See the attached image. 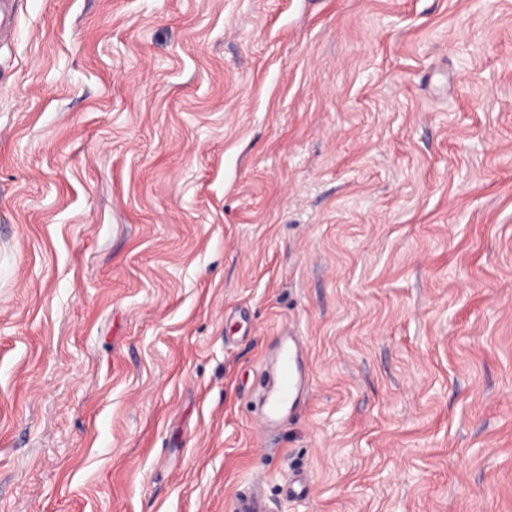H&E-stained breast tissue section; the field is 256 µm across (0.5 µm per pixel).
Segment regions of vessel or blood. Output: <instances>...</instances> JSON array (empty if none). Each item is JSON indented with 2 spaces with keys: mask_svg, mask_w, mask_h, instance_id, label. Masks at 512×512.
Wrapping results in <instances>:
<instances>
[{
  "mask_svg": "<svg viewBox=\"0 0 512 512\" xmlns=\"http://www.w3.org/2000/svg\"><path fill=\"white\" fill-rule=\"evenodd\" d=\"M262 385L261 428L273 433L289 420L308 397L311 370L303 352V340L291 332H281L266 360ZM313 483L300 475H289L282 487L286 499L311 495ZM227 512H268L265 503L252 491L242 490L227 504Z\"/></svg>",
  "mask_w": 512,
  "mask_h": 512,
  "instance_id": "b4317fda",
  "label": "vessel or blood"
}]
</instances>
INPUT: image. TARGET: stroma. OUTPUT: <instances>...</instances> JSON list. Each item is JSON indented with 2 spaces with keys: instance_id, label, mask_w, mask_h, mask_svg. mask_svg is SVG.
I'll use <instances>...</instances> for the list:
<instances>
[{
  "instance_id": "35a3bbf8",
  "label": "stroma",
  "mask_w": 512,
  "mask_h": 512,
  "mask_svg": "<svg viewBox=\"0 0 512 512\" xmlns=\"http://www.w3.org/2000/svg\"><path fill=\"white\" fill-rule=\"evenodd\" d=\"M19 2L0 512H512V0ZM266 365L260 422L268 434L279 430L309 395L311 370L304 357L301 336L283 329L276 337ZM312 491V481L300 475H289L282 486L283 496L288 500L305 499L311 495ZM228 512H268L265 503L252 491L241 490L226 505Z\"/></svg>"
}]
</instances>
